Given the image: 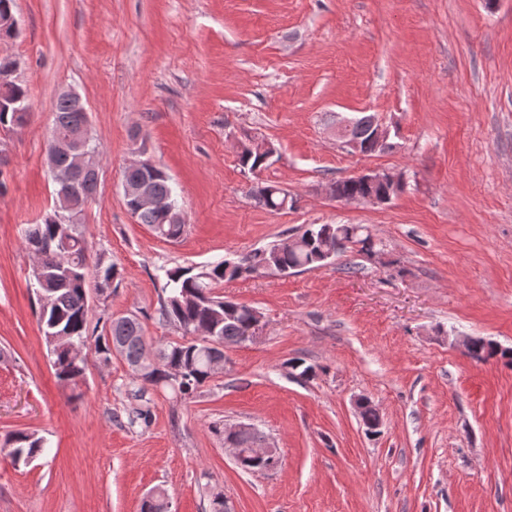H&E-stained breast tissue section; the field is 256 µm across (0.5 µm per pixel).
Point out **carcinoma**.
I'll list each match as a JSON object with an SVG mask.
<instances>
[{"label":"carcinoma","mask_w":512,"mask_h":512,"mask_svg":"<svg viewBox=\"0 0 512 512\" xmlns=\"http://www.w3.org/2000/svg\"><path fill=\"white\" fill-rule=\"evenodd\" d=\"M53 112V129L64 133L87 122L82 112L71 100L57 98ZM29 117L28 90L21 83L0 86V128L23 127ZM372 116L357 119L351 136L360 140L364 152L373 153L379 147L370 139ZM241 168L254 173L264 165L262 157L243 144L238 155ZM128 184L145 183L160 200L169 199L174 193L171 179L160 167L128 168L124 172ZM334 198L378 197L387 194L381 186H371L354 177L333 182ZM97 181L86 176L74 197L72 210L64 216L53 213L40 224L27 228L24 240L36 258V269L31 271L35 281V294L39 302L38 322L45 341L51 350L52 367L58 381L77 385L85 374L88 363L82 354L89 338L90 291H107L112 283L121 279L118 267L98 256L89 262L88 244L75 217L85 206L96 199ZM255 204L270 211L284 209L288 193L274 184H261L250 191ZM130 213L141 224L148 225L155 236L176 242L186 235L188 224L178 222L164 209H139L133 200H125ZM295 245L282 248L277 244L255 249L235 258L190 267L164 270L165 296L161 298L159 320L176 327L181 340L158 346L156 362L145 367L140 361L147 342L139 318L134 314L111 317L104 333L95 337L94 350L100 361L112 359L111 347L119 346L131 370L134 386L129 391L131 404L129 422H150L146 406L149 390L170 391L172 398L186 400L212 378V363L220 348L235 345L245 335L255 316V308L228 301L214 293V288L226 280L248 278L268 270L287 273L311 270L326 264L329 255L334 257L358 249L363 254L373 253L376 243L367 226L363 224H309L294 235ZM468 356L479 362L499 359L512 365V350L502 349L492 340L477 337L472 342ZM179 369L182 379L172 383L171 371ZM359 416L369 430L381 423L378 410L366 398L358 399ZM48 440L35 431H16L0 442V453L15 463H28L45 453Z\"/></svg>","instance_id":"1"}]
</instances>
